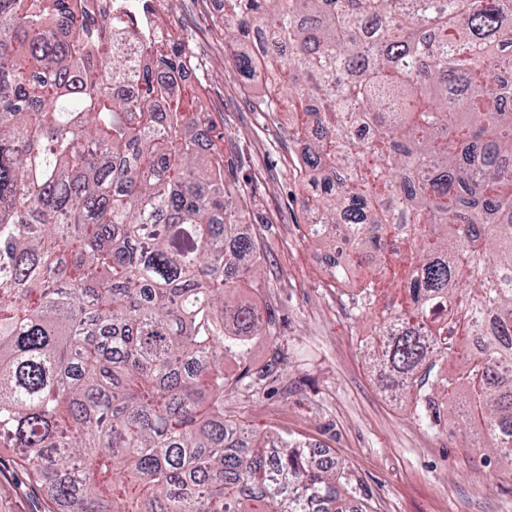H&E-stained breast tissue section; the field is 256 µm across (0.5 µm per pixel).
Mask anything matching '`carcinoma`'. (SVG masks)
<instances>
[{
    "label": "carcinoma",
    "instance_id": "cac0c4a2",
    "mask_svg": "<svg viewBox=\"0 0 512 512\" xmlns=\"http://www.w3.org/2000/svg\"><path fill=\"white\" fill-rule=\"evenodd\" d=\"M221 22L263 35L236 66L306 115L307 239L409 295L371 345L383 388L431 429L466 404L512 464V0H224ZM192 67L86 0H0V446L58 512H363L346 468L225 417L280 331L236 300L264 288L249 200L190 135L212 123Z\"/></svg>",
    "mask_w": 512,
    "mask_h": 512
}]
</instances>
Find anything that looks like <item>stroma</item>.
Listing matches in <instances>:
<instances>
[{"mask_svg":"<svg viewBox=\"0 0 512 512\" xmlns=\"http://www.w3.org/2000/svg\"><path fill=\"white\" fill-rule=\"evenodd\" d=\"M222 10L221 0H172L168 21L190 30L204 61L223 67L221 86L200 82L191 93L207 95L224 135L219 146L250 199L244 221L267 286L242 299L272 315L282 334L279 346L254 344L250 365L268 376L229 393L227 415L306 439L321 458L346 463L368 512H512L511 466L483 463L455 418L428 430L410 399L393 401L380 385L365 340L374 310H362L358 288L334 280L325 250L305 239L310 192L291 173L302 148L286 135L304 115L291 106L254 110L262 82L237 70L234 57L247 45L225 38ZM0 512H56L1 447Z\"/></svg>","mask_w":512,"mask_h":512,"instance_id":"35a3bbf8","label":"stroma"}]
</instances>
